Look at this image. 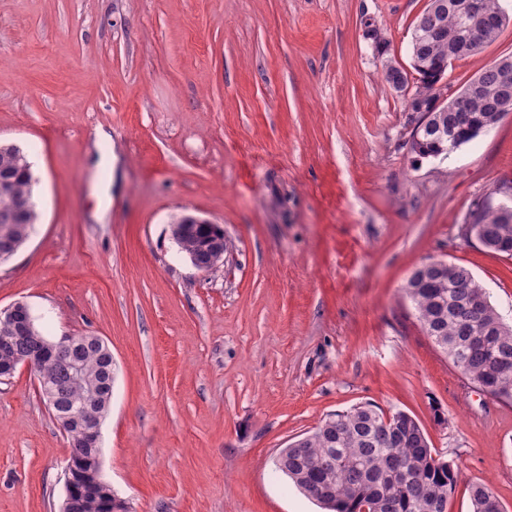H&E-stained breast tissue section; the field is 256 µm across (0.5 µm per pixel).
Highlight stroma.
Wrapping results in <instances>:
<instances>
[{"mask_svg": "<svg viewBox=\"0 0 512 512\" xmlns=\"http://www.w3.org/2000/svg\"><path fill=\"white\" fill-rule=\"evenodd\" d=\"M427 3L0 0V140L31 163L39 213L0 264V310L109 346L102 474L130 512H322L273 459L366 403L459 466L448 512H470L474 481L512 512V405L468 384L404 294L443 258L512 322V259L458 235L512 182V112L416 159L381 67H409ZM505 55L512 26L453 61L449 89ZM183 214L223 225L217 269L174 242ZM69 458L34 375L0 377V512H59Z\"/></svg>", "mask_w": 512, "mask_h": 512, "instance_id": "35a3bbf8", "label": "stroma"}]
</instances>
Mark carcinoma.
<instances>
[{"label": "carcinoma", "mask_w": 512, "mask_h": 512, "mask_svg": "<svg viewBox=\"0 0 512 512\" xmlns=\"http://www.w3.org/2000/svg\"><path fill=\"white\" fill-rule=\"evenodd\" d=\"M482 11L493 24L489 38L475 47L478 52L494 42L512 24L501 17L499 0H480ZM447 38L423 35L411 41L412 53L430 64L448 66V52L460 36L455 14L438 17ZM495 102L472 99L470 119L458 121L453 112L440 113L457 140L443 143L445 153L473 141L472 125L488 117ZM35 180L24 168V159L14 144H0V239L20 238L23 227H13L10 215L23 200L32 198ZM484 231L485 249L512 258V212L503 215L487 195L473 203L459 225V236ZM471 270L465 266L414 269L405 284L423 332L448 357L472 385L485 389L499 401L512 404V326H497L499 313L489 293L464 283ZM74 375L69 388L57 398V410L85 402L83 413L91 418L106 404L110 390L109 366L99 346L83 336L74 337L70 357ZM75 456L69 469L75 484L96 462V450L82 445L80 431L68 432ZM275 470L290 479L304 495L317 501L326 512H443L460 472L432 448L418 420L404 411L385 412L373 405H356L324 419L312 431L279 451ZM497 496L483 483L470 484L471 512H492ZM78 512H103L94 493L81 491Z\"/></svg>", "instance_id": "cac0c4a2"}]
</instances>
